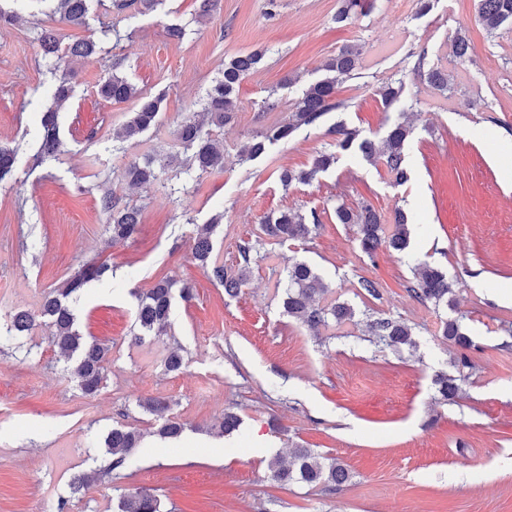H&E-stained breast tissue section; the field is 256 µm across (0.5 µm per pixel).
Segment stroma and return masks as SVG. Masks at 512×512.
Wrapping results in <instances>:
<instances>
[{
    "instance_id": "obj_1",
    "label": "stroma",
    "mask_w": 512,
    "mask_h": 512,
    "mask_svg": "<svg viewBox=\"0 0 512 512\" xmlns=\"http://www.w3.org/2000/svg\"><path fill=\"white\" fill-rule=\"evenodd\" d=\"M200 0H166L156 11L121 14L92 0L88 25L58 26L37 0H0L17 12L0 28V144L17 148L10 180L0 183V322L19 309L38 313L44 295L78 266L105 261L114 276L92 283L74 302L76 326L111 348L100 392L83 395L49 340L44 324L0 356V512H115L120 494L153 490L164 512H512V34L488 33L476 21L477 0H436L419 14L418 0H378L369 16L335 23L337 0H218L198 19ZM185 30L175 40L168 26ZM57 28L62 44L95 36L123 57V74L152 95L163 94L162 123L125 151L112 134L129 104L96 93L113 56L97 54L70 65L74 93L59 114L63 162H37L41 117L57 78L44 65L41 29ZM469 34V62L456 66L451 41ZM362 51L359 73L338 97L346 107L313 128L242 163L247 136L283 121L305 86L343 46ZM266 49L264 63L240 85L234 119L217 135L224 166L181 193L184 174L169 167L159 184L130 188L120 180L131 159L173 149L176 120L202 109L227 56ZM450 69L451 97L411 74L414 56ZM403 80V102L387 109L375 94ZM408 121L410 180L394 185L383 165L356 153L308 185L283 187L281 168L308 166L328 148L327 133L346 121L381 139L390 124ZM121 203L140 206L141 232L111 240L100 208L104 187ZM371 205L385 219L408 216L410 243L402 252L361 251L356 228L337 223L336 205ZM317 211L315 235L285 246L265 244L248 283L225 295L192 256L198 226L215 213L224 221L214 254L236 267L238 247L255 240L264 216L284 208ZM314 266L330 286L327 301L354 298L359 277L378 280L381 299L358 304L354 321L312 332L284 315L283 269L292 260ZM425 261L456 280L454 308L422 305L407 290ZM194 285L176 301L169 335L142 345L134 333L135 291L162 276ZM479 347L457 396L443 400L434 379L455 374L454 348L441 323L455 312ZM409 324L416 349L396 353L367 341L368 315ZM180 347L184 365L167 372L163 360ZM165 400L185 425L163 441L141 401ZM240 418L231 435L209 428L225 411ZM144 433L142 448L81 495L71 480L109 461L103 448L112 428ZM335 458L349 472L341 489L271 480V456L296 447Z\"/></svg>"
}]
</instances>
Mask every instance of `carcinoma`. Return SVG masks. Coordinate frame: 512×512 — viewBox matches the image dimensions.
Listing matches in <instances>:
<instances>
[{
	"instance_id": "1",
	"label": "carcinoma",
	"mask_w": 512,
	"mask_h": 512,
	"mask_svg": "<svg viewBox=\"0 0 512 512\" xmlns=\"http://www.w3.org/2000/svg\"><path fill=\"white\" fill-rule=\"evenodd\" d=\"M53 13L59 16V22L66 25H82L86 21L89 0H54ZM164 0H112V7L119 13L130 8L140 11H153ZM375 0H338L336 23L345 26L358 16L370 14ZM478 21L489 33L504 31L512 33V0H478ZM37 41L42 57L49 66L58 68L59 64L71 58H87L102 52V46L89 38L69 45L64 55L58 53V41L50 30H42ZM471 43L466 31L459 30L453 39V55L459 62L470 59ZM264 53L253 51L239 54L224 61L223 78L209 92L207 101L200 112H192L175 126L172 136L179 148L157 160L145 156L140 160L127 162L121 170V180L130 186H145L157 180L154 163L161 167L176 164L181 172L191 180L224 167V143L213 134V129L221 128L230 122L237 110L236 88L262 63ZM122 60L112 62V71L104 74L97 85V94L112 103H132V110L126 120L113 133V139L119 143L132 141L159 125L163 96H152L143 92L127 77L117 73ZM360 66L359 52L352 47L340 49L323 65L324 77L311 83L295 103L288 120L262 127L256 130L240 148V160L254 161L264 156L269 148L287 141L296 132L315 126L325 115L345 108L337 97L339 86L355 75ZM413 74L441 93L452 89L448 72L439 67H426V53L417 56L412 67ZM402 80L382 83L376 89V95L387 109L396 105L403 94ZM72 94V88L66 80H61L54 93L55 104L43 114V135L40 155L44 159L58 160L66 154L64 142L60 137L58 109ZM329 134L335 136L334 150H324L314 156L310 167L302 169H283L279 181L287 188L295 183L310 184L316 176L327 171L338 161V154L355 151L370 163L381 162L393 176L394 182L403 185L409 180V170L405 163V145L412 137L413 129L405 122L393 124L381 143L362 135L356 128H350L340 120L329 128ZM16 150L0 147V181L13 171ZM101 208L107 215L108 231L114 239L133 237L141 224L142 211L137 205L122 204L108 190L101 197ZM336 222L358 226L361 251L374 259L375 253L383 243L395 251H403L409 245L407 219L403 212L395 214L394 229L385 234L381 216L366 205L354 211L339 204L335 208ZM222 220L216 214L211 221L198 230L194 238L193 258L204 275L212 282L224 287V293L235 296L247 280L250 265L260 257L259 246L264 241L283 245L289 241L308 238L321 224L320 214L312 210L302 213L284 210L277 216L264 218L260 225V236L255 241L240 245V266L237 271L224 269L213 256L212 236ZM288 286L282 306L289 318L315 331L326 326L329 321L342 324L356 316L353 304L342 301L321 306L316 298L324 295L328 286L321 276L307 262L296 260L285 269ZM114 275V269L106 262L86 263L74 271L60 287L48 292L40 306V317L53 328V344L59 349L64 361L73 363L72 376L78 388L86 396H94L102 388L105 364L109 362V347L94 337L86 338L76 328V317L69 305L76 296L91 282H103ZM358 292L355 296L381 297L380 283L372 278L360 277L357 281ZM407 292L422 304L436 307L451 305L455 296V284L441 270L427 264H421L416 271L415 280L410 282ZM193 295V285L177 284V281L163 277L151 288L137 295L135 322L138 334L135 340L143 341L148 336L167 334L170 327V314L175 297L187 301ZM35 318L26 310H19L10 317L6 327L0 330L1 336H22L33 329ZM370 341L399 351L416 345L413 328L402 320L391 317H376L367 320ZM442 336L457 348L454 365L457 369H471L473 363L468 351L476 348L468 334L464 317L457 316L443 322ZM438 393L443 399L452 397L458 391L457 378L440 374L435 379ZM141 407L161 420L157 435L162 439L174 440L181 436L183 425L170 416L169 406L158 400L148 399ZM140 432L124 427H114L105 440V452L112 457L107 466L99 469L94 476L78 475L71 481L72 493L79 495L87 487L89 479H104L112 470L123 465L137 448L140 447ZM274 480L289 483L299 480L307 484H344L349 475L338 462L327 463L310 448H295L291 463L276 459L269 464ZM118 512H162L161 500L153 493L141 490L124 494L119 498Z\"/></svg>"
}]
</instances>
